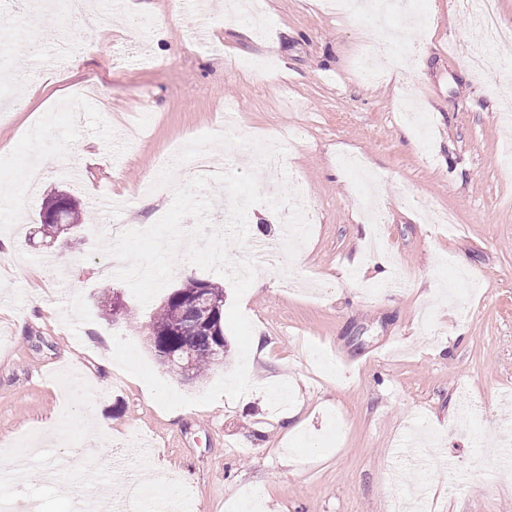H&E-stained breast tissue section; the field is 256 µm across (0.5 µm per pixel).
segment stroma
<instances>
[{
	"label": "stroma",
	"mask_w": 512,
	"mask_h": 512,
	"mask_svg": "<svg viewBox=\"0 0 512 512\" xmlns=\"http://www.w3.org/2000/svg\"><path fill=\"white\" fill-rule=\"evenodd\" d=\"M123 2L104 38L62 67L23 38L0 45V67L27 63L23 82L0 79V183L23 205L0 213V459L65 433L12 477L18 512L32 501L74 512L77 495L83 512L119 501L146 512L126 498L146 467L179 480L196 512H229L249 490L264 493L263 512H394L415 494L420 512H512V40L486 45L460 0H419L412 27L397 14L350 20L322 0H264L262 29L248 35L225 20L227 0H205L202 42L179 0ZM129 11L165 21L141 58ZM397 29L410 70L377 55L366 80L357 57ZM475 52L480 76L466 62ZM232 103L233 134L283 146L311 236L287 258L289 209H249L248 238L228 254L257 267L239 300L264 348L253 388L168 411L113 365L115 336L189 397L235 368L236 342L197 380L156 361L145 326L165 295L143 305L116 279L91 199L126 201L125 228L153 225L173 197L146 191L143 173L223 129ZM36 159L31 186L20 173ZM57 191L84 219L47 249L30 235ZM374 245L389 265L382 280L363 264ZM112 291L128 309L116 322L99 307Z\"/></svg>",
	"instance_id": "35a3bbf8"
}]
</instances>
